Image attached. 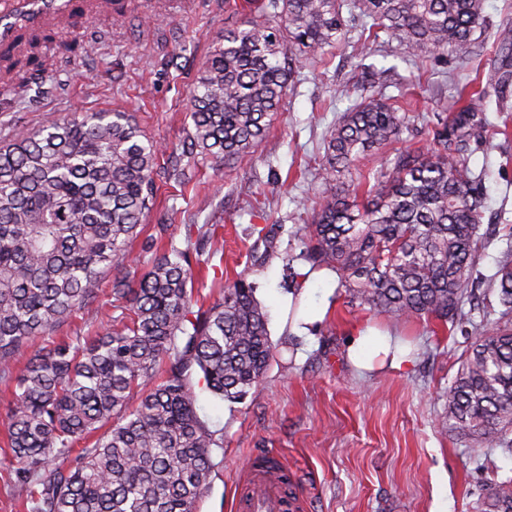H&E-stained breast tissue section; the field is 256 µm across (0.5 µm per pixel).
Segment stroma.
Segmentation results:
<instances>
[{"label": "stroma", "mask_w": 512, "mask_h": 512, "mask_svg": "<svg viewBox=\"0 0 512 512\" xmlns=\"http://www.w3.org/2000/svg\"><path fill=\"white\" fill-rule=\"evenodd\" d=\"M264 0H170L167 15L147 6L125 23L112 10L54 35L44 47L52 60L40 90L20 97L0 93V144L17 130L34 131L75 112H126L166 155L191 129L189 92L216 38L244 19L263 20ZM485 28L474 34L475 53L466 68L450 57H418L396 40L376 43L369 67L358 64L357 41L328 51L297 72L282 115L254 151L227 168L210 157L190 159L188 186L156 176V202L133 244L138 267L154 258L148 248L157 227L182 247L188 225L208 224L210 238L196 246L207 265L195 282L200 304L217 301L227 280L249 271L255 296L268 314V331L279 351L261 383L238 403L203 390L194 372L200 419L224 440L216 451L209 491L198 512H236L237 486L256 455L268 453L287 465L304 512H476L485 484L512 477V452L477 448L449 431L444 394L470 341L460 329L433 318L393 324L349 302L333 279L297 288L284 267L299 254L294 227L311 223L313 202L326 190L320 162L327 132L370 82L371 68L386 69V97L411 98L421 112H448L461 73L494 82L498 26H512V0H486ZM90 45L88 56L69 52L73 41ZM486 171L476 268L493 275L496 260L512 241V132L496 134L470 159ZM308 207H298L299 199ZM274 228L275 249L253 259L262 228ZM300 294L306 309L326 308L315 329L293 332L288 297ZM392 337L400 366L366 370L350 358L358 328Z\"/></svg>", "instance_id": "35a3bbf8"}]
</instances>
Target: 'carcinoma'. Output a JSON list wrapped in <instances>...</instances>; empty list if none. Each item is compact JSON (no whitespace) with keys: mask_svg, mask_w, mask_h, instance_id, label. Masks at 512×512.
<instances>
[{"mask_svg":"<svg viewBox=\"0 0 512 512\" xmlns=\"http://www.w3.org/2000/svg\"><path fill=\"white\" fill-rule=\"evenodd\" d=\"M486 0H268L265 19L224 29L190 93L192 129L182 156L231 164L264 140L292 86L295 68L348 43L344 13L371 21L364 40L406 43L416 54H473ZM500 77L493 87L457 81L453 111L400 112L381 93L343 114L321 162L329 185L314 222L294 235L305 245L283 258L336 271L351 300L394 321L432 316L458 324L473 284L483 174L472 145L512 90V27L497 29ZM9 71L30 88L43 69ZM430 136L425 148L397 147L405 120ZM392 148L375 173L368 154ZM160 149L125 112H85L0 145V383L5 449L23 512H197L223 448L199 419L192 374L230 401L257 385L273 358L267 311L242 271L223 297L193 310L191 247L174 245L149 268L131 245L153 199ZM168 178L192 181L181 156ZM110 285L126 313L87 336H59ZM501 307L483 316L448 386L445 419L479 447L508 443L512 427V248L489 279ZM48 344L29 357L42 337ZM482 512H512V479L490 484Z\"/></svg>","mask_w":512,"mask_h":512,"instance_id":"1","label":"carcinoma"}]
</instances>
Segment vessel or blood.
Here are the masks:
<instances>
[{"mask_svg":"<svg viewBox=\"0 0 512 512\" xmlns=\"http://www.w3.org/2000/svg\"><path fill=\"white\" fill-rule=\"evenodd\" d=\"M104 0H0V44H17L22 32L41 28H63L76 7L93 12L104 7ZM304 502L294 487L286 485L280 471L252 469L238 488L237 512H302Z\"/></svg>","mask_w":512,"mask_h":512,"instance_id":"b4317fda","label":"vessel or blood"}]
</instances>
